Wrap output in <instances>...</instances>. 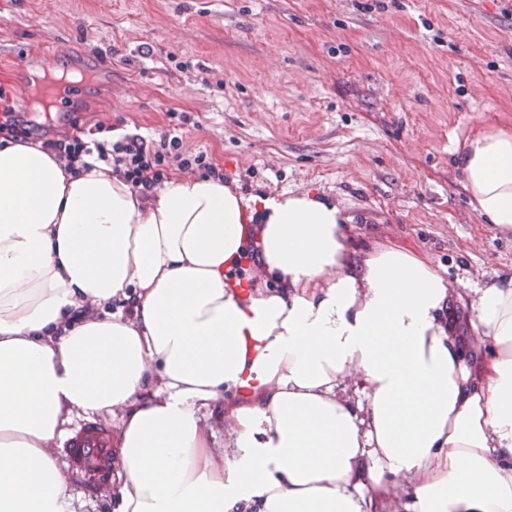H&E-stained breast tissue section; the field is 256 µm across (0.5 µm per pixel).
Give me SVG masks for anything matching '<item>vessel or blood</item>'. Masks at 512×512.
<instances>
[{
    "mask_svg": "<svg viewBox=\"0 0 512 512\" xmlns=\"http://www.w3.org/2000/svg\"><path fill=\"white\" fill-rule=\"evenodd\" d=\"M72 481L79 487L109 484L112 478V450L104 428L85 423L73 429L63 443Z\"/></svg>",
    "mask_w": 512,
    "mask_h": 512,
    "instance_id": "b4317fda",
    "label": "vessel or blood"
}]
</instances>
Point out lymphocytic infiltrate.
Returning a JSON list of instances; mask_svg holds the SVG:
<instances>
[{
	"label": "lymphocytic infiltrate",
	"mask_w": 512,
	"mask_h": 512,
	"mask_svg": "<svg viewBox=\"0 0 512 512\" xmlns=\"http://www.w3.org/2000/svg\"><path fill=\"white\" fill-rule=\"evenodd\" d=\"M0 139L6 141H31L67 166L87 157L113 163L116 171L123 174L133 189L148 194L162 184L172 163L183 168L203 170L206 176L223 178L224 171L210 161L206 152L183 153L182 139L165 134L159 139H147L139 134H128L116 142L83 140L69 133H53L25 120L13 107L0 112Z\"/></svg>",
	"instance_id": "lymphocytic-infiltrate-1"
}]
</instances>
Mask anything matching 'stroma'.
<instances>
[{"label":"stroma","mask_w":512,"mask_h":512,"mask_svg":"<svg viewBox=\"0 0 512 512\" xmlns=\"http://www.w3.org/2000/svg\"><path fill=\"white\" fill-rule=\"evenodd\" d=\"M47 52L83 80L78 129L178 124L244 195L337 202L351 252L391 243L440 270L460 328L474 288L512 278V233L476 216L452 155L489 123L512 128V0H0L16 109L33 112L42 77L20 58Z\"/></svg>","instance_id":"1"}]
</instances>
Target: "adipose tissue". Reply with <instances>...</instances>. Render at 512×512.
I'll use <instances>...</instances> for the list:
<instances>
[{
  "instance_id": "1",
  "label": "adipose tissue",
  "mask_w": 512,
  "mask_h": 512,
  "mask_svg": "<svg viewBox=\"0 0 512 512\" xmlns=\"http://www.w3.org/2000/svg\"><path fill=\"white\" fill-rule=\"evenodd\" d=\"M456 159L512 231V131ZM347 235L315 195L185 173L144 196L0 145V512H74L52 446L118 410V512H512V280L475 290L467 339L427 259L356 263ZM250 240L263 288L234 274Z\"/></svg>"
}]
</instances>
